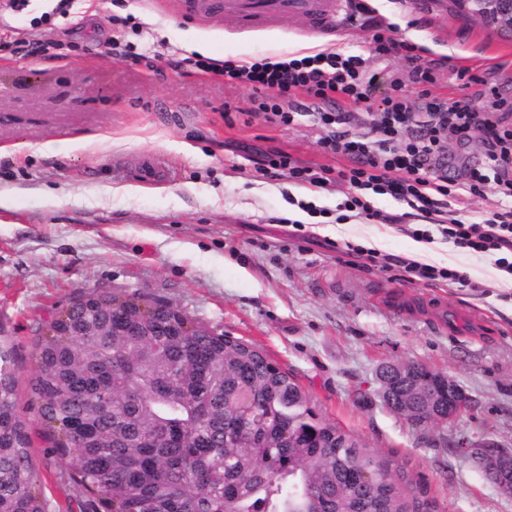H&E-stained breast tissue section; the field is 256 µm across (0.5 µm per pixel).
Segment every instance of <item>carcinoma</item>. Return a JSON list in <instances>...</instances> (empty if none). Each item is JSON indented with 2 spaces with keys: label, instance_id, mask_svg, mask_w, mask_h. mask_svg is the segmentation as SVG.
I'll use <instances>...</instances> for the list:
<instances>
[{
  "label": "carcinoma",
  "instance_id": "obj_1",
  "mask_svg": "<svg viewBox=\"0 0 512 512\" xmlns=\"http://www.w3.org/2000/svg\"><path fill=\"white\" fill-rule=\"evenodd\" d=\"M141 295L101 292L36 329L32 390L83 512H435L427 490L318 417L257 348L185 312L135 319ZM12 349L0 342V512H47L34 488ZM383 401L444 422L448 379L397 368ZM373 480L366 482L365 473Z\"/></svg>",
  "mask_w": 512,
  "mask_h": 512
}]
</instances>
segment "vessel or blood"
I'll list each match as a JSON object with an SVG mask.
<instances>
[{
    "label": "vessel or blood",
    "mask_w": 512,
    "mask_h": 512,
    "mask_svg": "<svg viewBox=\"0 0 512 512\" xmlns=\"http://www.w3.org/2000/svg\"><path fill=\"white\" fill-rule=\"evenodd\" d=\"M347 5L348 0H188L194 12L220 22L275 26L288 18L315 33L340 27Z\"/></svg>",
    "instance_id": "1"
}]
</instances>
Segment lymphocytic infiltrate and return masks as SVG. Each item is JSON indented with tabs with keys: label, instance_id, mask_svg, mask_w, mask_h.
Masks as SVG:
<instances>
[{
	"label": "lymphocytic infiltrate",
	"instance_id": "f902f5d3",
	"mask_svg": "<svg viewBox=\"0 0 512 512\" xmlns=\"http://www.w3.org/2000/svg\"><path fill=\"white\" fill-rule=\"evenodd\" d=\"M350 20L371 30L368 56L321 52L279 62L239 65L196 59L192 65L221 77L224 84L247 88L251 116L279 127L295 125L304 114V102H311L322 131L321 151L349 161L333 173L274 149L263 155L258 168L262 176H283L309 189L347 186L340 210L380 224L408 225L409 235L419 242H431L433 233H440L461 250L495 255L496 267L512 275V102L463 69L456 76L475 86L474 96L430 95L427 86L437 79V62L425 60L414 45L396 38L394 29L377 21L364 0H358ZM400 53L412 66L409 81H392L389 92L376 98L370 58ZM476 131L486 146L484 161L464 170L462 178H448L439 168L446 156L445 134L465 140ZM488 189L496 197V209L488 218L465 222L449 217L450 202ZM374 195L391 196L408 210L388 214L375 209L370 201ZM418 219L426 221V228L415 227Z\"/></svg>",
	"mask_w": 512,
	"mask_h": 512
}]
</instances>
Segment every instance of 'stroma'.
<instances>
[{"label":"stroma","instance_id":"stroma-1","mask_svg":"<svg viewBox=\"0 0 512 512\" xmlns=\"http://www.w3.org/2000/svg\"><path fill=\"white\" fill-rule=\"evenodd\" d=\"M10 3L0 0V335L49 512L82 507L38 436L34 331L93 289L159 299L258 347L320 418L427 487L438 512H512V495L451 451L463 438L512 449V288L500 287L493 258L438 236L428 264L464 268L472 287L405 282L399 261L414 240L399 225L337 221L344 186L313 192L256 172L272 149L342 166L322 154L311 117L287 129L246 119L247 90L171 67L193 41L210 43L219 62L279 60L310 38L308 25L236 28L183 0H70L64 12L58 0ZM368 3L425 58H446L431 95L464 96L453 72L467 68L512 99V32L460 14L454 0ZM35 38L54 49L25 53ZM113 40L145 62L113 58ZM67 138L84 149L39 150ZM146 157L167 171L151 186L132 175ZM301 200L318 212L297 227ZM372 240L396 265L381 272L346 255ZM408 362L453 377L473 407L447 425L412 426L384 404L377 378L382 365Z\"/></svg>","mask_w":512,"mask_h":512}]
</instances>
